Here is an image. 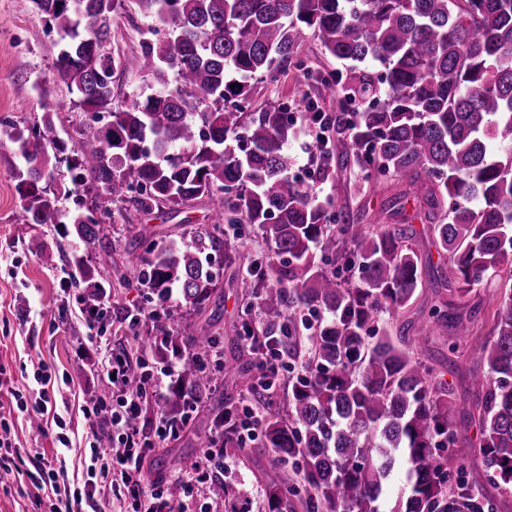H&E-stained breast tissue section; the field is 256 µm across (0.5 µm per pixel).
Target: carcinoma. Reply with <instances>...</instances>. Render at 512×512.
<instances>
[{
  "label": "carcinoma",
  "instance_id": "carcinoma-1",
  "mask_svg": "<svg viewBox=\"0 0 512 512\" xmlns=\"http://www.w3.org/2000/svg\"><path fill=\"white\" fill-rule=\"evenodd\" d=\"M34 2L66 38L56 78L85 112L107 115L77 131L83 142L71 148L69 192L83 190L90 205L81 198L73 211H62L42 185L68 149L59 113L7 132L25 162L17 173L25 223L51 224L97 250L91 264L78 251L69 259L74 282L84 285L82 309L102 319L112 277L126 288L136 282L159 307L143 347L158 360L184 346L206 357L219 344L212 330L185 343L161 320L175 309L206 310L219 288L211 255L234 261L224 225H256L280 261L272 275L257 269L235 284L266 318L253 348L277 344L274 333L286 323L295 358L298 326L310 331L301 374L262 424L264 447L292 463L267 475L268 512H498L484 483L512 488V269L469 406L459 407L456 387L424 355L429 337L448 326L455 336L448 351H459L477 314L466 298L512 257V0H135L153 22L151 38L140 53L112 58V18L124 0ZM310 30L334 59L381 66L378 75L350 69L349 98L366 106L353 120L336 113L335 124L348 132L366 176L406 180L401 197L413 198L415 213L392 203L396 224L339 223L294 174L288 114L280 106L248 111L252 81L286 68ZM118 70L152 77L155 89L113 104ZM314 159L323 170L332 165L323 137ZM203 197L209 222L188 244H164L146 226L130 225L126 263L137 277L129 278L102 235L103 205L176 210ZM416 218L448 268L422 263ZM428 278L443 279L446 294L413 318L416 290ZM300 306L329 317L302 320ZM382 313L400 318L395 332L374 333ZM241 373L232 363L212 375L191 372L168 387L157 412L175 418L187 397L205 401ZM460 409L480 429L483 483L451 452ZM213 445L240 449L222 414L203 440ZM398 464L407 495L389 509L385 490Z\"/></svg>",
  "mask_w": 512,
  "mask_h": 512
}]
</instances>
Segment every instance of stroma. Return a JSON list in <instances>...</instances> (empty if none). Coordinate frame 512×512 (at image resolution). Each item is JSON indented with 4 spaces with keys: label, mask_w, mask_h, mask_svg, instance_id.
I'll return each instance as SVG.
<instances>
[{
    "label": "stroma",
    "mask_w": 512,
    "mask_h": 512,
    "mask_svg": "<svg viewBox=\"0 0 512 512\" xmlns=\"http://www.w3.org/2000/svg\"><path fill=\"white\" fill-rule=\"evenodd\" d=\"M149 20L128 0L112 22V47L120 54L140 52L142 33ZM61 35L49 29L33 0H0V363L12 371L20 389H27L26 365L45 362L53 379L60 382V393L67 403L61 415L66 423V444L53 440V432H44L37 421L27 417L14 419L12 437L18 447L31 453L58 458L60 486L80 488L86 479L89 443L99 436L101 428L84 416L87 393L98 382L97 365L102 355L90 338L104 331L111 338L112 350H121L126 339L127 311L144 304L148 289L113 285L107 306L112 319L99 326L82 314L74 297L78 288L63 292L60 281L70 268L67 256L71 249L53 225L28 224L23 220L22 202L16 190L15 172L23 161L16 156L12 144L4 136L8 126H31L40 123L47 106H54L60 117L71 125L84 124L88 116L75 105V97L55 77L54 61ZM24 44L27 70L17 67V44ZM295 62L274 79L253 82L249 109L260 112L270 106L287 105L289 112L300 114L308 104H315L328 114L360 110V102L341 104L326 98L319 82L322 74L342 70V63L325 55L319 39L307 34L299 45ZM319 134L318 128L296 126L288 149L296 159L295 172L314 185L320 196H332L337 208L350 214L352 223L371 224L381 214L388 198L405 189L406 182L397 177H381L363 181L356 166L334 168L331 175L310 163V152ZM209 203L199 199L172 211L156 208L148 212H131L129 218H115L108 230L112 244L124 249L128 242V224L147 225L159 239L180 235L205 223ZM235 245L244 254L243 261L225 264L223 256L211 259L213 271L222 287L212 304L220 318L215 322L222 337L226 359L245 367L239 384L224 389V405L236 408L240 397L250 394L258 370L256 356L240 334L242 322L254 331H262L260 315L245 313L243 300L230 288L232 277L242 276L253 261L277 264L278 258L268 248L261 231L249 227ZM501 277L487 276L469 295V303L481 306V312L464 353H450L446 346H436L433 355L445 379L460 383L462 376L483 371L480 348L490 332L489 315L502 291ZM208 408H198L190 422L176 437L160 447L149 449L143 461L147 473L154 478H167L186 471L199 458L197 434L209 418ZM272 453L261 442H253L242 451L224 458V482L231 488L230 498L222 501L218 512H268L264 481L272 470Z\"/></svg>",
    "instance_id": "1"
}]
</instances>
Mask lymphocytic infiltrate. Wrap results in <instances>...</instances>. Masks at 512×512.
Here are the masks:
<instances>
[{
	"mask_svg": "<svg viewBox=\"0 0 512 512\" xmlns=\"http://www.w3.org/2000/svg\"><path fill=\"white\" fill-rule=\"evenodd\" d=\"M131 356L129 353H113L102 358L100 372L111 391L104 399L103 407L86 408L89 419H97L99 413L109 414L112 421L113 452L102 451L98 443L90 445V462L97 465L101 474L117 483L119 490L128 498L133 512H160L169 498H179L182 512H193L190 500L192 482L214 480V471L224 465V451L220 448L206 449L203 464L195 465V478L176 477L172 480L150 478L143 469L142 458L150 442L162 443L175 437L176 425L170 419H161L152 435H145L134 422L146 403L161 404L169 380L182 378L186 372L209 371L207 360L183 354L165 361L153 358L146 361V376L142 387L130 388L125 383ZM33 380L37 385L34 398H27L17 389L8 368L0 365V395L8 398L7 410H0V472L14 475L26 486L33 497H40L47 486L57 480V462L42 456L24 458L6 435L14 415L29 417L39 415L51 417L55 425H62L63 418L57 414V400L51 393V379L46 373L45 363L33 368Z\"/></svg>",
	"mask_w": 512,
	"mask_h": 512,
	"instance_id": "obj_1",
	"label": "lymphocytic infiltrate"
}]
</instances>
